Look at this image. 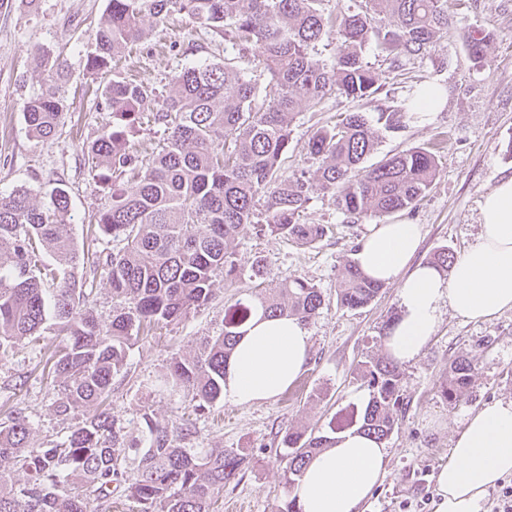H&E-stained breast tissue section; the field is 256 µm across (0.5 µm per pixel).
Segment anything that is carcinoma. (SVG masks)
I'll return each instance as SVG.
<instances>
[{"label":"carcinoma","mask_w":512,"mask_h":512,"mask_svg":"<svg viewBox=\"0 0 512 512\" xmlns=\"http://www.w3.org/2000/svg\"><path fill=\"white\" fill-rule=\"evenodd\" d=\"M323 0H109V12L85 44V66L99 75L146 35L145 19L160 24L185 13L224 35L231 47L253 51L246 72L235 58L183 68L150 111L153 91L127 77L100 88L101 105L112 113V130L90 142L87 153L103 168L110 201L94 224L95 237L116 243L107 267L112 287L111 319H100L94 289L76 281L85 252L64 232L71 222L67 189L54 188L38 201L26 187L0 194V360L40 346L48 321L67 342L51 351L53 412L75 418L65 437L46 448L29 446L31 422L12 395L0 405V512H112L113 498L134 503L136 512H215L224 487L245 463L233 449L187 448L190 430L174 433L148 414L122 422L100 406L112 380L127 365L132 331L176 323L210 303L217 277H237L232 243L253 223L263 202L262 231L300 245L326 236L325 224H307L303 214L312 185L305 173L281 174L294 113L317 112L328 94L363 99L382 87V74L364 61L374 45L399 69L435 51L448 30L442 0H365L361 11L324 13ZM487 39L472 36L469 55L485 59ZM334 46L330 62L319 46ZM67 71L55 61L49 83L24 103L30 137L57 134L62 124ZM415 111L403 100L379 112L388 132L401 129ZM161 124L167 144L146 160L131 138L143 121ZM378 131L352 112L318 128L308 141L323 190L346 214L388 216L413 208L432 186L437 155L411 148L369 167L364 159L378 144ZM52 252L55 264L41 260ZM443 246L430 260L440 271L454 264ZM383 282L365 276L354 262L339 276L337 299L347 309L367 306ZM322 295L312 283L290 278L259 294H245L224 313V329L207 336L192 356L174 353L161 386L178 389L195 411L224 398V364L236 337L258 308L270 316L311 320ZM472 364L455 361L442 395L466 398ZM370 399L360 430L382 441L393 432L403 405L398 364L389 358L364 363ZM325 435L289 432L283 477L293 488L307 461L328 447ZM22 472L19 482L14 473Z\"/></svg>","instance_id":"carcinoma-1"}]
</instances>
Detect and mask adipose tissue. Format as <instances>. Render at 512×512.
Returning <instances> with one entry per match:
<instances>
[{
	"label": "adipose tissue",
	"instance_id": "ef3b65f1",
	"mask_svg": "<svg viewBox=\"0 0 512 512\" xmlns=\"http://www.w3.org/2000/svg\"><path fill=\"white\" fill-rule=\"evenodd\" d=\"M420 240V225L376 224L356 253L365 273L398 287L401 314L386 348L400 363L413 361L431 340L441 304L469 321L512 309V178L485 197L477 239L449 272L413 264ZM310 345L304 322L255 312L227 360L225 400L246 405L281 394L305 370ZM387 454L357 429L337 433L292 490L300 512H364L385 479ZM509 476L512 401L498 400L473 413L454 440L451 460L436 476L435 512H481L485 491Z\"/></svg>",
	"mask_w": 512,
	"mask_h": 512
}]
</instances>
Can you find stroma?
Instances as JSON below:
<instances>
[{
  "mask_svg": "<svg viewBox=\"0 0 512 512\" xmlns=\"http://www.w3.org/2000/svg\"><path fill=\"white\" fill-rule=\"evenodd\" d=\"M444 5L450 26L432 56L407 61L403 69L391 72L382 54L368 48L366 61L386 73L383 89L363 100L333 93L323 111L297 113L282 163L283 174L303 171L314 176L319 162L309 155L307 142L318 127L348 112L376 121L380 109L393 100L438 86L442 105L431 119L381 133L367 158L373 164L412 147L437 145L439 164L431 189L415 209L392 216L396 222L420 225L416 259L421 263L443 246L462 255L479 233L482 200L501 180L512 177V0H444ZM107 6L108 0H38L33 7L26 0H8L0 6V192L23 185L41 199L65 186L74 216L67 231L92 253L106 247L105 241L92 239L88 228L108 195L82 146L111 130L112 116L99 104L98 82L85 71L82 46ZM145 28L146 39L132 45L116 69L161 93L168 91L181 67L223 61L228 47L221 35L184 13L172 14L160 25L146 23ZM474 33L488 37L481 64L467 51ZM57 59L70 73L64 124L57 135L36 141L27 134L23 104L40 90ZM305 219L328 225V235L302 246L264 235L257 225H244L233 243L237 283L216 281L207 306L179 323L139 333L131 341L125 369L112 381L108 404L113 414L126 420L146 414L171 429L185 422L193 432L190 447L232 448L245 456L241 472L224 489L219 512H229L235 503L245 504L247 512H278L289 494L282 478L285 434L306 429L326 435L334 420L359 415L369 400L359 368L386 354L379 336L401 313L393 283L384 285L366 307L350 310L337 303L340 272L354 261L359 242L372 225L381 223V216L351 218L337 209L331 194L316 187ZM291 276L315 284L323 305L308 323V366L284 392L249 405L222 400L196 412L183 395L156 390L170 354H194L203 337L220 333L225 311L246 290L259 284L268 288ZM463 357L475 361L477 373L467 398L451 405L441 386L450 364ZM44 363L42 350L30 349L0 361V394L19 389L35 447L64 433L51 408L53 387L42 378ZM400 372L404 406L384 442L387 476L365 512H414L420 502L425 512H434L435 476L448 464L452 442L467 418L488 401L512 400V310L474 322L441 306L433 338Z\"/></svg>",
  "mask_w": 512,
  "mask_h": 512,
  "instance_id": "obj_1",
  "label": "stroma"
}]
</instances>
